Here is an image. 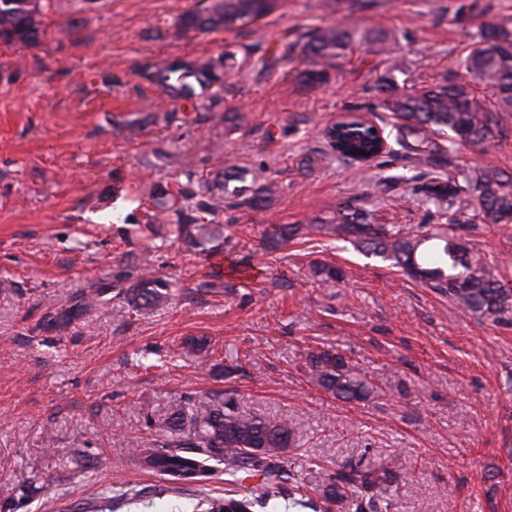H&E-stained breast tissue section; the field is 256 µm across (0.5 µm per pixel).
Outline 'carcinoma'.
I'll return each instance as SVG.
<instances>
[{"label":"carcinoma","mask_w":512,"mask_h":512,"mask_svg":"<svg viewBox=\"0 0 512 512\" xmlns=\"http://www.w3.org/2000/svg\"><path fill=\"white\" fill-rule=\"evenodd\" d=\"M279 0H212L203 10L184 13L177 26L182 32H233L258 24ZM51 0H0V43L31 45L39 40L43 10ZM389 35L373 29L344 26H315L300 31L292 40L283 37L268 46L251 65L260 73L271 72L286 62L301 59L305 69L300 85L316 89L328 83L336 61L357 47L384 54L385 74L376 80L379 108L390 116V130L379 128L374 137L369 128L342 118L322 131L323 146L305 158L311 168L328 152L349 163L371 165L382 157L401 159L423 168V182L413 187L425 204L447 211L451 219L428 231L410 233L396 224H376L370 212L354 198L328 217H316L307 225L278 224L266 232V251L272 253L295 239L313 235L350 240L361 251L394 262L402 273L423 286L448 296L453 303L495 324L512 323V289L484 262L460 234L463 217L484 224H512V174L487 166L446 174L459 145H488L499 132V113L512 112V29L505 24L485 22L473 36L458 67L466 79L443 81L422 87L399 85L395 74H407L404 64L389 54ZM239 67L236 54L224 52L216 60L174 61L163 69L145 62L138 74L159 83L174 97L187 103L180 124L189 126L201 119L188 79L224 89V78ZM489 96L478 93L477 87ZM184 180L175 188H160L182 202L179 220L170 225V236L189 248H204L213 241L228 240L224 225L214 218L224 211L231 192L228 183L243 186L233 195L249 194L241 204L263 211L276 200L279 186L273 180L259 181L251 169L206 178L193 165L182 169ZM313 277L322 283L336 282L342 271L323 261L310 263ZM132 311L147 314L168 301V284L140 274L127 289H120ZM307 364L315 384L325 393L346 403L367 400L375 393L366 379L352 373L342 354L331 350L311 352ZM156 448L140 452L142 468L164 477L173 488L199 486L224 475V496L210 497L196 506L200 512H260L271 497L280 494L281 483L295 485L300 497L288 494L290 509L312 512H386V487L399 476L396 461L376 466L370 462L338 469L314 484L315 497L304 493L299 478L284 468V456L294 445L290 422L248 416L238 411L229 398L201 399L191 415L178 407L158 426ZM259 477L256 486L241 485V478Z\"/></svg>","instance_id":"obj_1"}]
</instances>
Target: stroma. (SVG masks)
I'll return each instance as SVG.
<instances>
[{
	"mask_svg": "<svg viewBox=\"0 0 512 512\" xmlns=\"http://www.w3.org/2000/svg\"><path fill=\"white\" fill-rule=\"evenodd\" d=\"M195 0H52L31 46L0 45V506L10 512H194L220 483L166 489L131 463L156 444L157 424L179 402L234 399L240 411L289 419L296 471L329 474L367 460L397 462L389 512H512V325L478 319L447 296L402 275L390 261L321 236L274 254L271 224H305L355 193L380 224L408 231L441 223L406 183L412 167L356 169L304 158L343 113L376 104L373 55L340 61L331 82L304 92L297 64L259 76L234 71L218 105L196 88L204 120L174 115L182 102L141 79L147 61L244 55L287 30L343 23L395 34L392 46L419 84L462 77L457 61L485 21L512 27V0H281L254 30L180 33ZM246 121L226 123V112ZM144 128L129 137L127 126ZM294 123L285 138L267 130ZM488 145L459 147L460 169L512 173V112ZM214 176L247 166L280 194L258 216L220 215L231 243L209 254L166 236L175 212L153 213L152 189L183 159ZM398 181L374 190L383 177ZM462 235L512 284V226L475 223ZM253 255L246 274L232 261ZM172 282L168 304L139 317L119 299L133 266ZM340 266L344 281L319 284L311 260ZM88 304L70 325L49 317ZM190 336L209 337L187 353ZM337 349L374 396L346 403L320 390L307 355ZM50 498H22L30 482Z\"/></svg>",
	"mask_w": 512,
	"mask_h": 512,
	"instance_id": "1",
	"label": "stroma"
}]
</instances>
